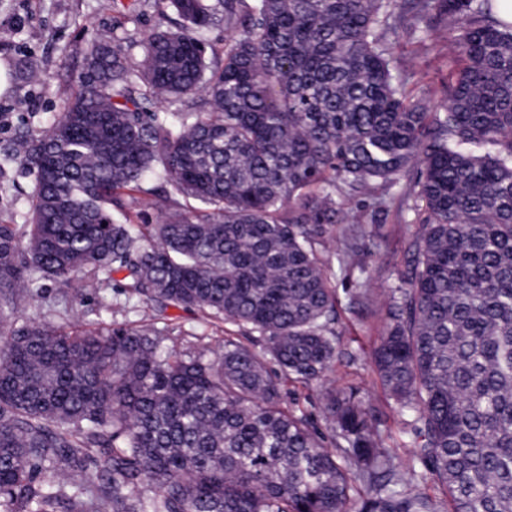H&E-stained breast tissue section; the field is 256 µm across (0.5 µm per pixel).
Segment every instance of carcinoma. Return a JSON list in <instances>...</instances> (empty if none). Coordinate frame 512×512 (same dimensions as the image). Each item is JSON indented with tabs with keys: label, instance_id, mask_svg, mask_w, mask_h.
I'll use <instances>...</instances> for the list:
<instances>
[{
	"label": "carcinoma",
	"instance_id": "1",
	"mask_svg": "<svg viewBox=\"0 0 512 512\" xmlns=\"http://www.w3.org/2000/svg\"><path fill=\"white\" fill-rule=\"evenodd\" d=\"M155 2L138 64L92 39L61 117L11 152L34 184L26 236L0 224V512H512V25L492 0H222L213 65L208 0ZM432 15L457 66L434 110L389 49ZM126 193L156 223H130ZM417 208L371 355L397 448L328 380L358 355L320 253L336 243L363 311V215ZM32 272L80 297L117 280L259 348L64 331L24 315ZM290 380L320 385L326 431L284 406ZM214 8V24L204 30L201 37L212 45L215 51H220L224 44V11L220 0L209 2Z\"/></svg>",
	"mask_w": 512,
	"mask_h": 512
}]
</instances>
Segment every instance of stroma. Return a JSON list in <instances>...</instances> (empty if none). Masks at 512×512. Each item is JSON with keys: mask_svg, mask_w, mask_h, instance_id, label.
<instances>
[{"mask_svg": "<svg viewBox=\"0 0 512 512\" xmlns=\"http://www.w3.org/2000/svg\"><path fill=\"white\" fill-rule=\"evenodd\" d=\"M158 22L154 0H0V153L11 149L19 134L48 127L65 107L56 89L76 85L84 67L87 42L93 36L122 38L130 63H138L142 42ZM433 22L419 30H402L392 39L394 58L414 57L420 85L410 86L412 98H425L432 106L445 100L450 70L448 59L436 47ZM33 182L20 167L0 173V224L26 231ZM418 222L414 211L390 213L380 222H366L376 249L368 257V286L374 300L367 310H344L346 339L359 355L357 364L336 363L331 374L336 385L358 384L366 400L379 407L395 445L408 437L397 423L378 377L370 368L371 354L387 325L383 306L396 271L406 260L407 241ZM63 284L40 280L34 289L32 311L50 324L93 328L113 321L155 325L163 330V346L194 355L202 346L219 349L225 338L247 342L245 329L201 319L197 313L171 308L157 317L153 306L110 288L101 295L71 298L57 306Z\"/></svg>", "mask_w": 512, "mask_h": 512, "instance_id": "35a3bbf8", "label": "stroma"}]
</instances>
